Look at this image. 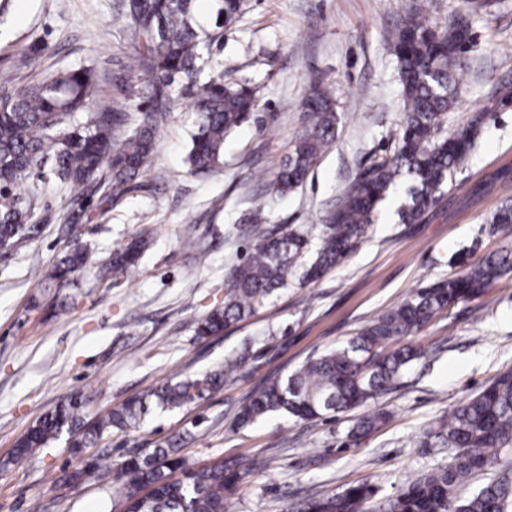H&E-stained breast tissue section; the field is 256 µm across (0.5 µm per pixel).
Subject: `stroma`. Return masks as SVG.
<instances>
[{
	"instance_id": "1",
	"label": "stroma",
	"mask_w": 512,
	"mask_h": 512,
	"mask_svg": "<svg viewBox=\"0 0 512 512\" xmlns=\"http://www.w3.org/2000/svg\"><path fill=\"white\" fill-rule=\"evenodd\" d=\"M0 23V71L18 83L92 67L103 105L125 112L135 129L139 101L130 87L144 75L128 67L130 48L112 26L119 0H8ZM410 0H245L242 15L211 48L224 79L254 89L250 120L224 144L221 172H189L195 130L192 98L180 94L156 137L150 170L113 204H75L52 175L27 184L37 234L0 256V512H122L107 467L136 449L186 436L180 453L202 465L246 454L255 462L227 503L228 512H300L306 498L368 482L378 501L398 494L418 471L441 461L416 447L422 431L467 397L512 370V274L480 298L440 313L412 336L424 351L402 387L381 398L388 420L356 442L346 434L358 410L312 421L272 418L237 429L234 418L267 377L294 371L307 358L357 336L373 318L414 289L447 278L458 258L474 264L512 249V236L490 215L512 199V106L495 110L466 166L421 223H400L384 204L358 248L338 267L306 284L292 283L252 317L223 334L196 336L197 321L224 302V273L248 252L240 226L252 221L251 200L287 159L305 123L302 102L311 80L333 86L340 118L334 143L307 180L274 199L271 224L322 223L358 171L378 156L403 112L397 63L389 47ZM472 45L457 74L458 106L447 126L483 109L512 57V0H493L471 18ZM44 45V54L28 47ZM79 212L74 228L63 214ZM154 230L134 275L108 278L102 268L141 226ZM193 235L206 261L183 249ZM89 263L67 288H42L34 273L77 246ZM66 312L53 311L54 298ZM275 332L267 345L257 338ZM254 347L224 388L190 407L150 414L139 430L112 431L84 457L66 437L26 462L9 458L17 438L48 410L76 394L87 412L104 415L130 396L172 380L210 372L225 355ZM105 465L81 486L63 485L80 459Z\"/></svg>"
}]
</instances>
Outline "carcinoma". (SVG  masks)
<instances>
[{
  "label": "carcinoma",
  "mask_w": 512,
  "mask_h": 512,
  "mask_svg": "<svg viewBox=\"0 0 512 512\" xmlns=\"http://www.w3.org/2000/svg\"><path fill=\"white\" fill-rule=\"evenodd\" d=\"M194 0H123L115 14L139 71L149 77L138 126L119 139L115 129L125 113L103 106L94 69L53 74L34 84L15 85L0 77V250L30 238L31 204L21 187L35 170H47L66 185L75 200L104 189L112 202L125 186L144 175L155 153V134L176 102L174 92L192 95L196 132L188 153L190 170L207 174L221 165L226 138L250 119L255 105L251 88L224 82V71L211 64V44L238 19L243 0H214L213 29L195 24ZM469 20L455 16L444 25L430 23L423 4L410 7L392 37L402 85L404 112L389 138V155L361 168L352 186L327 212L316 249L311 227L265 223L266 198L298 188L321 154L334 142L337 101L330 86L312 85L303 100L306 121L288 160L265 191L253 201V224L245 230L252 244L246 257L224 280V306L196 323L195 334H218L252 316L292 281H313L340 265L366 236L385 201L404 196L397 208L403 224H415L444 195L454 171L469 159L489 111L476 113L449 132L448 113L458 105L456 71L470 49ZM491 223L512 232V204L493 213ZM152 238L143 228L112 255V270L133 272ZM89 261L86 249L68 252L39 273L46 288H61ZM457 275L416 289L407 299L365 326L360 334L285 377L265 380L236 416L244 428L279 416L312 420L366 406L401 384L423 351L402 340L422 330L452 305L478 298L512 273V251L469 265ZM252 345L224 357V368L201 377L169 381L130 397L103 417L86 419L85 401L74 398L55 407L21 436L11 463L17 464L67 433L74 456L105 434L137 429L150 408L187 407L224 388L250 357ZM383 411H367L350 428L355 441L373 432ZM422 448L448 449V463L424 471L403 492L374 502L376 486L358 483L334 495L309 499L304 512H512V462L501 456L512 446V371L499 375L418 439ZM180 441L165 439L151 451L114 464L128 512H225V502L253 469L246 458L195 466L178 455ZM496 469L493 477L468 496L458 489L474 474ZM182 478L172 479L175 472Z\"/></svg>",
  "instance_id": "cac0c4a2"
}]
</instances>
